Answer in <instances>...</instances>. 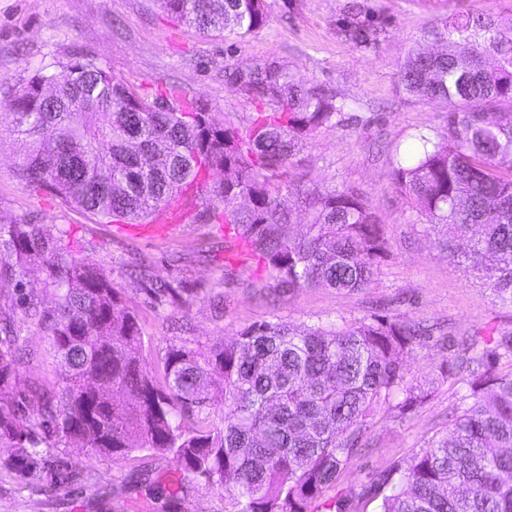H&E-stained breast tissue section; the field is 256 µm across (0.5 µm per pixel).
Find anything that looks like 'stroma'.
Returning a JSON list of instances; mask_svg holds the SVG:
<instances>
[{"mask_svg":"<svg viewBox=\"0 0 512 512\" xmlns=\"http://www.w3.org/2000/svg\"><path fill=\"white\" fill-rule=\"evenodd\" d=\"M359 4L362 21L374 25L371 47L359 48L338 33ZM270 16L256 32L227 39L173 22L156 0H0V104L34 71L93 59L135 90L178 89L203 104L216 122L244 127L253 106L224 77L225 71L265 61L286 65L295 78L322 84L349 104L343 124L317 130L289 174L299 189L288 197L294 224L308 215V191L333 187L357 194L385 231L387 256L370 288L288 291L275 287L257 260H238L242 245L217 225L183 222L163 235L137 234L63 202L50 189H30L16 173L15 148L0 139V224H45L63 231L76 259L101 268L137 317L143 355L159 364L171 346L205 352L257 322L346 324L377 314L398 317L431 332L426 346L405 356L409 378L429 396L410 417L395 418L382 406L364 446L343 473L339 488L359 492L362 483L405 463L444 433L465 385L441 376L452 352L444 337L512 335V303L501 301L481 275L466 272L434 245L425 219L394 186L391 163L408 152L418 134L444 132L448 106L423 102L397 86L406 51L424 41L435 19L483 14L512 19V0H268ZM140 254L145 267L133 266ZM149 280L180 283L191 299L181 307L155 304ZM0 317L14 320L33 352L14 380L16 394L54 391L64 383L33 316L0 297ZM0 448V512H163L146 494L143 479L176 477L172 456L136 451L124 458L95 455L59 443L52 456L71 461L82 480L56 486L22 480Z\"/></svg>","mask_w":512,"mask_h":512,"instance_id":"obj_1","label":"stroma"}]
</instances>
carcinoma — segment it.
<instances>
[{
    "label": "carcinoma",
    "mask_w": 512,
    "mask_h": 512,
    "mask_svg": "<svg viewBox=\"0 0 512 512\" xmlns=\"http://www.w3.org/2000/svg\"><path fill=\"white\" fill-rule=\"evenodd\" d=\"M158 2L176 22L225 38L262 28L269 8L267 0ZM340 31L357 47L372 44L362 21ZM423 39L440 49L409 48L398 86L422 101H446L449 129L419 136V152L392 167L394 185L441 250L512 302V176L486 165L512 169V111L483 119L512 104V21L443 18ZM231 76L255 104L242 130L216 123L196 102L142 95L89 60L35 71L0 107V136L15 144L26 186L49 187L92 215L152 224L193 187L209 195L207 223L231 226L276 287H370L387 240L352 192L311 195L306 232L283 233L292 221L288 172L312 133L339 123L346 99L295 79L277 62ZM213 171L224 174L217 185L209 184ZM1 250L17 256L18 268L0 269V295L25 302L31 261L58 286L38 323L64 386L37 394L28 407L15 406L12 389L22 364L19 336L0 321V447L14 450L23 477L42 480L41 447L64 440L112 458L143 450L171 455L185 476L227 493L234 512H354L357 498L375 502V512H512V373H496L497 362L512 357V336L472 338L444 363L442 371L463 377L468 390L446 434L362 493L327 498L376 408L390 403L403 419L426 397L404 362L421 343L411 323L383 315L341 329L264 321L206 353L171 347L160 387L142 355L136 316L103 270L72 257L63 231L1 224ZM148 291L182 302L170 284L152 283ZM217 401L223 426L186 421ZM147 491L164 501L165 512H180L187 487L176 479Z\"/></svg>",
    "instance_id": "1"
}]
</instances>
